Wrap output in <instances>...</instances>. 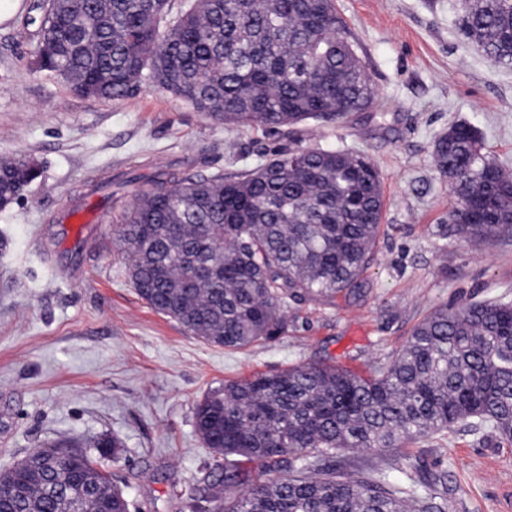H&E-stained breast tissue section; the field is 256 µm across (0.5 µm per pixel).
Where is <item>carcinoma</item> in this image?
<instances>
[{
    "mask_svg": "<svg viewBox=\"0 0 512 512\" xmlns=\"http://www.w3.org/2000/svg\"><path fill=\"white\" fill-rule=\"evenodd\" d=\"M36 62L82 97L120 100L162 87L216 122L296 130L366 112L376 92L333 0H192L160 31L170 0H36ZM512 0H466L461 30L512 69ZM453 205H475L461 241L512 239V172L480 131L448 126L434 144ZM35 163H0V210L24 196ZM383 211L379 171L360 150H278L248 171H161L113 207L112 244L129 283L202 341L242 349L288 331V306L360 292ZM203 269L206 275H197ZM213 464L203 490L218 512H443L447 486L388 463L336 462L342 450L442 439L459 424L512 443V302L440 306L362 378L302 363L224 382L196 404ZM41 480L0 512H130L125 491L87 451L37 449ZM257 462L260 479L244 466Z\"/></svg>",
    "mask_w": 512,
    "mask_h": 512,
    "instance_id": "obj_1",
    "label": "carcinoma"
}]
</instances>
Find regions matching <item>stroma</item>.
<instances>
[{
	"mask_svg": "<svg viewBox=\"0 0 512 512\" xmlns=\"http://www.w3.org/2000/svg\"><path fill=\"white\" fill-rule=\"evenodd\" d=\"M26 2L0 0V159H32L42 170L24 200L0 211V471L38 448L90 450L115 436L122 450L101 463L130 512H214L193 494L211 460L194 424L205 391L300 363L366 376L432 309L512 298V240L438 233L449 183L433 149L450 123L476 127L512 169V69L491 64L462 34L461 0H335L376 101L341 126L309 121L294 136L224 128L148 83L123 100L80 97L37 66ZM296 142L366 152L384 207L360 296L291 306L287 333L272 341L207 344L139 298L112 249L111 218L76 241L51 221L92 176L126 182L131 202L160 169L241 172ZM385 456L392 479L411 459L446 477V512H512V444L494 434L459 427Z\"/></svg>",
	"mask_w": 512,
	"mask_h": 512,
	"instance_id": "stroma-1",
	"label": "stroma"
}]
</instances>
